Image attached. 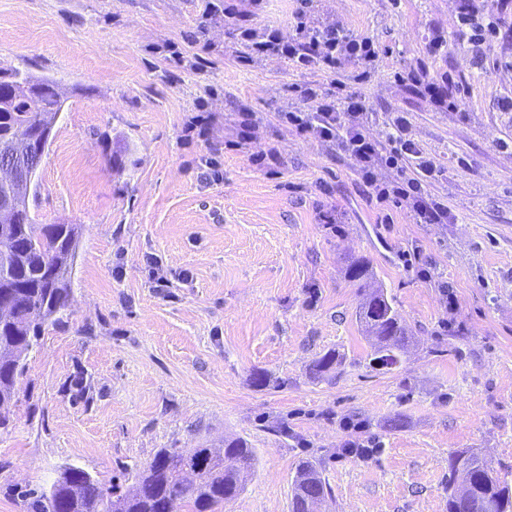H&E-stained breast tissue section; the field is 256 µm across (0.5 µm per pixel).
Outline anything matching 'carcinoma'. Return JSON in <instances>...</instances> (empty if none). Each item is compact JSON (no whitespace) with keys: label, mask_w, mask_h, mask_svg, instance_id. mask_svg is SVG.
<instances>
[{"label":"carcinoma","mask_w":512,"mask_h":512,"mask_svg":"<svg viewBox=\"0 0 512 512\" xmlns=\"http://www.w3.org/2000/svg\"><path fill=\"white\" fill-rule=\"evenodd\" d=\"M61 110L52 82L0 68V145L20 135L40 139L52 131ZM79 235L76 224L36 223L27 202L15 220L0 218V302L11 305L10 317L0 318V402L15 398L26 354L69 304ZM345 275L365 290L356 320L370 345L369 364L389 371L400 364L411 334L386 289L369 287L373 272L365 260L351 261ZM338 362L336 351H327L313 360L310 372L325 378ZM257 460L242 437L224 440L219 449L163 448L148 465L126 470L132 492L122 494L119 486L68 465L49 487L25 490L21 498L30 501L33 512H217L243 492ZM188 465L199 469L194 481L184 478ZM327 492L316 467L300 463L291 483L290 512H311ZM448 512H512V487L479 454L456 452L448 458Z\"/></svg>","instance_id":"carcinoma-1"}]
</instances>
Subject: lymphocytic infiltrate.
I'll return each instance as SVG.
<instances>
[{"mask_svg":"<svg viewBox=\"0 0 512 512\" xmlns=\"http://www.w3.org/2000/svg\"><path fill=\"white\" fill-rule=\"evenodd\" d=\"M261 0H224V22L231 25L234 38L244 51L242 60L276 55L287 59L299 72L318 70L331 78L330 86L310 84L299 87L300 109L277 115L280 125L300 135H309L336 144L352 160L372 196L383 206L410 205L420 224H443L448 208L428 191L436 178L434 162L407 136L408 120L397 116L380 138L366 131L367 112L345 91L341 77L345 66L361 68L364 75L375 71L379 57L377 43L355 34L343 22L321 21L312 14L313 0H296L292 13L296 35L283 39L278 29L250 25L254 7ZM457 35L473 47L475 61H482L483 46L495 37L500 16L487 23L477 21L472 7L461 6Z\"/></svg>","mask_w":512,"mask_h":512,"instance_id":"1","label":"lymphocytic infiltrate"}]
</instances>
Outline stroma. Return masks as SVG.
Wrapping results in <instances>:
<instances>
[{"label":"stroma","instance_id":"1","mask_svg":"<svg viewBox=\"0 0 512 512\" xmlns=\"http://www.w3.org/2000/svg\"><path fill=\"white\" fill-rule=\"evenodd\" d=\"M207 6L0 0V67L51 79L63 101L31 211L83 228L69 306L28 353L14 425L0 432V512H27L17 491L68 464L120 483L161 449L236 436L258 464L218 512H289L305 457L330 488L318 512H448V458L464 449L512 483V25L479 66L456 36L458 0H317V16L379 46L375 75L351 86L369 134L407 113L437 165L430 192L448 221L419 224L407 208L381 210L340 152L278 125L293 86L325 74L239 62L232 28ZM436 28L448 48L432 57ZM419 64L465 85L458 111L406 81ZM200 107L209 138L185 144ZM244 110L258 125L236 149ZM268 148L273 170L250 160ZM329 210L332 226L320 221ZM412 246L408 268L399 252ZM357 256L413 331L390 372L368 365L361 290L344 275ZM152 260L167 287L150 280ZM329 350L341 365L314 378ZM347 418L366 423L373 457L344 454Z\"/></svg>","mask_w":512,"mask_h":512}]
</instances>
